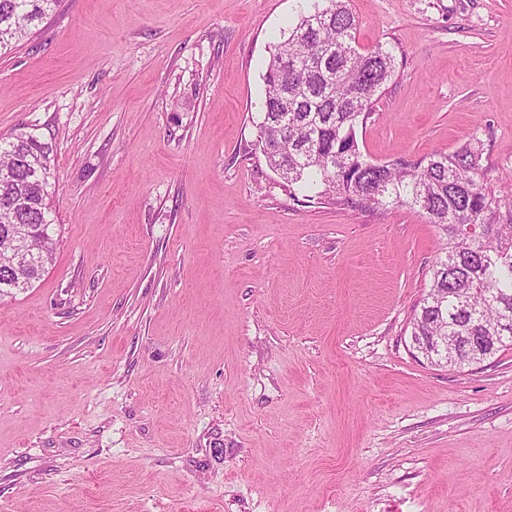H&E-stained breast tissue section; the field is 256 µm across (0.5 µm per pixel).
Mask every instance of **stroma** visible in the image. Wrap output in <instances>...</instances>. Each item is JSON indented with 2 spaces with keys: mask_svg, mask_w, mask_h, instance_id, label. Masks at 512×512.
<instances>
[{
  "mask_svg": "<svg viewBox=\"0 0 512 512\" xmlns=\"http://www.w3.org/2000/svg\"><path fill=\"white\" fill-rule=\"evenodd\" d=\"M395 76L371 160L512 179V0H349ZM299 0H57L0 56L53 148L55 256L0 299V512H512V350L411 346L446 239L289 192L257 141Z\"/></svg>",
  "mask_w": 512,
  "mask_h": 512,
  "instance_id": "1",
  "label": "stroma"
}]
</instances>
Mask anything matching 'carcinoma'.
Masks as SVG:
<instances>
[{
  "label": "carcinoma",
  "instance_id": "cac0c4a2",
  "mask_svg": "<svg viewBox=\"0 0 512 512\" xmlns=\"http://www.w3.org/2000/svg\"><path fill=\"white\" fill-rule=\"evenodd\" d=\"M56 2L0 0V53L39 27ZM357 26L349 0H303L264 74L258 143L271 144L268 162L290 186L315 181L348 206H409L438 226L446 237L444 256L432 266L411 335L421 342L433 323L443 322L456 337L453 358L433 363L458 368L474 364L473 339L493 336L490 359L512 349V219L491 222L501 204L512 202V183L499 196L486 190L478 140L416 163L364 158L356 128L394 77L395 58L380 44L359 47ZM28 155L37 168L13 161ZM53 178L48 144L27 132L0 138V236L26 225L37 257L19 276L0 252V298L40 280L52 258Z\"/></svg>",
  "mask_w": 512,
  "mask_h": 512
}]
</instances>
